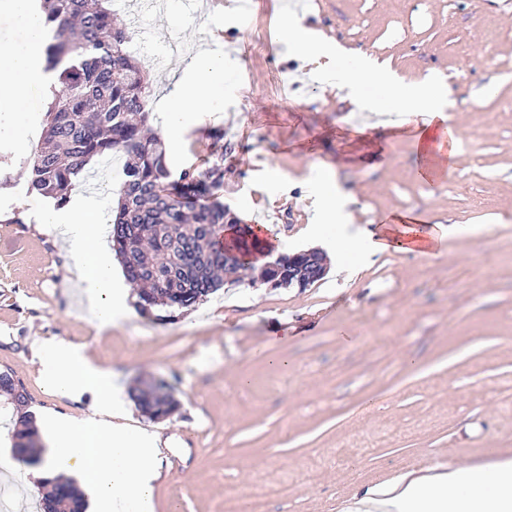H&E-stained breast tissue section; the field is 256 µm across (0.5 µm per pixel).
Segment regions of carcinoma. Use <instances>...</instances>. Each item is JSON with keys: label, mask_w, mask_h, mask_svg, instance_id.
Listing matches in <instances>:
<instances>
[{"label": "carcinoma", "mask_w": 512, "mask_h": 512, "mask_svg": "<svg viewBox=\"0 0 512 512\" xmlns=\"http://www.w3.org/2000/svg\"><path fill=\"white\" fill-rule=\"evenodd\" d=\"M41 10L45 27L54 31L47 69L57 72L63 90L45 114L46 135L31 160L28 190L62 206L92 160L120 154L123 179L116 190L112 249L137 287L142 312L191 307L224 285V277L248 276L247 269L224 267V248L213 240L228 224L236 229L233 247L246 256L262 249L221 201L223 163L216 160L202 172L185 169L172 178L160 137L147 133L145 72L128 50L131 36L117 24L109 0H41ZM2 395L19 411L11 430L15 458L41 465L29 397L8 371H0ZM133 399L152 420L178 407L174 386L165 379L141 383ZM41 488L39 512H85L74 483L55 479Z\"/></svg>", "instance_id": "cac0c4a2"}]
</instances>
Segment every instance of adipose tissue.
Instances as JSON below:
<instances>
[{
  "label": "adipose tissue",
  "instance_id": "obj_1",
  "mask_svg": "<svg viewBox=\"0 0 512 512\" xmlns=\"http://www.w3.org/2000/svg\"><path fill=\"white\" fill-rule=\"evenodd\" d=\"M35 0H0V23L13 15L25 17V49L0 46V112L31 94L56 85L44 59L46 30ZM370 82L386 83L389 103L397 111L435 119L440 115V95L428 82H405L386 64L361 56L358 66L342 69L338 85L355 88ZM163 109L164 134L179 142L197 114H217L224 104V56L203 50L180 59L171 77ZM107 222L101 209L75 206L46 210L42 230L64 228L66 247L90 305L94 322L102 328L127 309L125 294L114 282L111 256L102 232ZM39 374L61 395L94 392L90 416L53 418L41 423L49 442L37 480L65 477L75 482L93 505V512H155L153 493L159 477L157 441L139 429L109 422L116 387L111 370L93 361L85 346L62 338L35 342ZM343 512H512V459L494 458L481 466L452 470L427 468L425 473L401 476L393 484L367 489L345 502Z\"/></svg>",
  "mask_w": 512,
  "mask_h": 512
}]
</instances>
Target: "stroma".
I'll list each match as a JSON object with an SVG mask.
<instances>
[{"label": "stroma", "mask_w": 512, "mask_h": 512, "mask_svg": "<svg viewBox=\"0 0 512 512\" xmlns=\"http://www.w3.org/2000/svg\"><path fill=\"white\" fill-rule=\"evenodd\" d=\"M289 17L344 50L313 61L277 37ZM150 105L176 59L171 40L224 53V112L191 126L172 176L224 160L222 200L264 224L274 254L316 247L306 229L326 172L351 219L323 235L341 250L379 239L391 215L414 211L434 237L419 252H379L351 279L326 273L305 288L225 283L193 307L136 310L99 330L89 321L60 235L37 223L49 198L27 191L20 126L45 127L34 95L0 120V371L30 397L36 418L79 417L90 394L63 396L38 373L33 341L86 344L132 391L172 381L177 411L151 420L128 403L126 422L161 437L156 512H224L230 498L265 495V512H342L344 502L403 474L512 457V7L502 0H125ZM266 43L250 49L253 37ZM367 53L411 80L448 87L459 133L454 155L417 152L411 116L380 85L350 104L336 70ZM466 82H458L457 73ZM286 89L270 86L272 76ZM342 453L346 461L330 465ZM5 512H37L29 466L10 467Z\"/></svg>", "instance_id": "35a3bbf8"}]
</instances>
